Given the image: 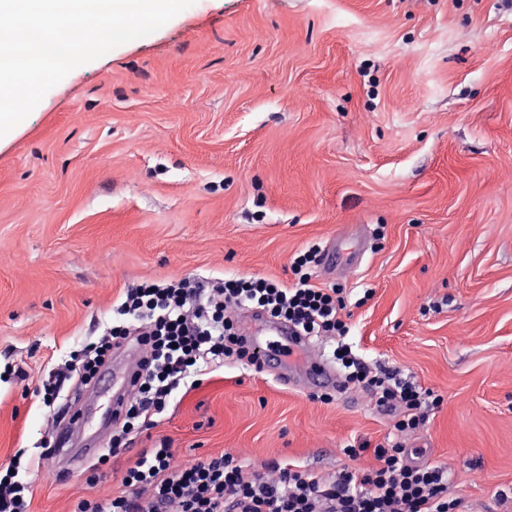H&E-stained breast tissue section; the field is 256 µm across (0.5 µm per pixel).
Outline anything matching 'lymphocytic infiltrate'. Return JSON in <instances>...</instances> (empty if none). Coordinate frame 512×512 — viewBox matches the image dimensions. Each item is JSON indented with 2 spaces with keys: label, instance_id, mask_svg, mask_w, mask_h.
Returning a JSON list of instances; mask_svg holds the SVG:
<instances>
[{
  "label": "lymphocytic infiltrate",
  "instance_id": "1",
  "mask_svg": "<svg viewBox=\"0 0 512 512\" xmlns=\"http://www.w3.org/2000/svg\"><path fill=\"white\" fill-rule=\"evenodd\" d=\"M318 253L312 246L297 254L293 265L300 277L291 287L250 277L206 287L171 279L128 289L113 307L112 327L43 380L44 407L64 417L63 383L73 375L90 382L113 350L133 344L141 352L142 372L114 418L106 450L112 456L131 435L164 417L191 374L222 367L228 359L255 367L257 356L241 343L234 309L248 304L294 324L304 335L341 339L347 333L343 298L337 289L311 284L304 272ZM334 354L343 368L344 386L364 388L377 406L398 413L394 427L400 437L376 445L373 464L328 478L276 461L259 471L227 453L179 466L163 443L127 469L121 492L79 501L76 512H468L463 499L448 494V467L409 461L401 441L426 422L427 409L439 405V398L393 373L371 370L342 341ZM19 467L15 458L0 473V512H28L30 486L19 480Z\"/></svg>",
  "mask_w": 512,
  "mask_h": 512
}]
</instances>
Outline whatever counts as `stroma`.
Listing matches in <instances>:
<instances>
[{"instance_id":"1","label":"stroma","mask_w":512,"mask_h":512,"mask_svg":"<svg viewBox=\"0 0 512 512\" xmlns=\"http://www.w3.org/2000/svg\"><path fill=\"white\" fill-rule=\"evenodd\" d=\"M334 246L347 341L440 396L405 438L472 512H512V0H195L72 70L0 137V465L29 512L121 491L168 441L312 475L350 467L395 418L370 392L324 402L228 360L101 465L39 461V388L127 288L266 276ZM107 375L64 388L107 447Z\"/></svg>"}]
</instances>
